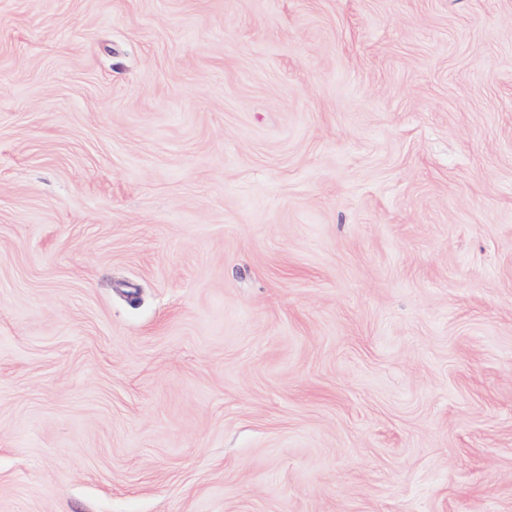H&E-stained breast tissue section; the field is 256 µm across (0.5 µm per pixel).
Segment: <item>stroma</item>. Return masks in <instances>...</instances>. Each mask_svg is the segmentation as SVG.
<instances>
[{
    "instance_id": "1",
    "label": "stroma",
    "mask_w": 512,
    "mask_h": 512,
    "mask_svg": "<svg viewBox=\"0 0 512 512\" xmlns=\"http://www.w3.org/2000/svg\"><path fill=\"white\" fill-rule=\"evenodd\" d=\"M0 512H512V0H0Z\"/></svg>"
}]
</instances>
